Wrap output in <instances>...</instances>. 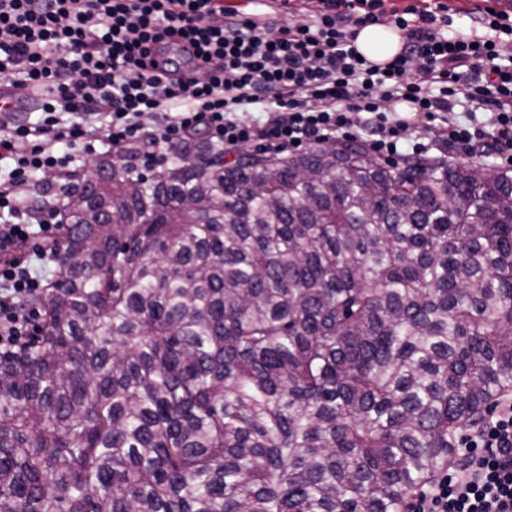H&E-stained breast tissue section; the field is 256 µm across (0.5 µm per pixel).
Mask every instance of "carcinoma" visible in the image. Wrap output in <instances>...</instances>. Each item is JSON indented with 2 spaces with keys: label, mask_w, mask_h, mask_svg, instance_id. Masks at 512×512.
<instances>
[{
  "label": "carcinoma",
  "mask_w": 512,
  "mask_h": 512,
  "mask_svg": "<svg viewBox=\"0 0 512 512\" xmlns=\"http://www.w3.org/2000/svg\"><path fill=\"white\" fill-rule=\"evenodd\" d=\"M66 189L0 512H403L512 393V172L193 137Z\"/></svg>",
  "instance_id": "cac0c4a2"
}]
</instances>
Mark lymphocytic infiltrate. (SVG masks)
<instances>
[{
  "instance_id": "lymphocytic-infiltrate-1",
  "label": "lymphocytic infiltrate",
  "mask_w": 512,
  "mask_h": 512,
  "mask_svg": "<svg viewBox=\"0 0 512 512\" xmlns=\"http://www.w3.org/2000/svg\"><path fill=\"white\" fill-rule=\"evenodd\" d=\"M311 11V23L274 35L224 0H0V85L38 102L32 121L0 114V350L34 334L22 306L41 291L30 261L54 252L33 240L63 228L56 207L32 227L33 180L65 173L75 153L144 141L154 163L201 131L228 152L253 141L282 154L362 131L377 155L418 154L394 109L402 101L437 122L442 149L512 169V63L500 52L511 14L488 12L447 35L434 12L391 17L383 0H314ZM389 20L400 52L381 66L360 58L358 30ZM257 104L264 119L248 120ZM457 443L459 463L408 512H512V397Z\"/></svg>"
}]
</instances>
